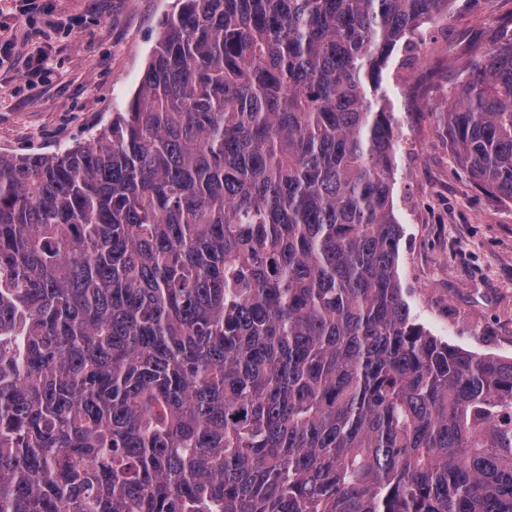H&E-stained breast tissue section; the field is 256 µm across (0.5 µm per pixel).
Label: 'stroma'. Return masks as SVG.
Returning <instances> with one entry per match:
<instances>
[{
  "instance_id": "obj_1",
  "label": "stroma",
  "mask_w": 512,
  "mask_h": 512,
  "mask_svg": "<svg viewBox=\"0 0 512 512\" xmlns=\"http://www.w3.org/2000/svg\"><path fill=\"white\" fill-rule=\"evenodd\" d=\"M176 0H0V38L16 55L0 66V151L53 152L85 143L138 87ZM512 0H450L444 32L410 60L398 45L379 103L395 117L399 275L416 321L449 344L512 357V203L458 166L436 115L463 67L488 50ZM46 72L26 77L29 53Z\"/></svg>"
}]
</instances>
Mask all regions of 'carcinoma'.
Returning a JSON list of instances; mask_svg holds the SVG:
<instances>
[{"mask_svg": "<svg viewBox=\"0 0 512 512\" xmlns=\"http://www.w3.org/2000/svg\"><path fill=\"white\" fill-rule=\"evenodd\" d=\"M448 0H179L86 143L0 151V512H512V358L412 318L395 47ZM512 202V34L438 113Z\"/></svg>", "mask_w": 512, "mask_h": 512, "instance_id": "cac0c4a2", "label": "carcinoma"}]
</instances>
